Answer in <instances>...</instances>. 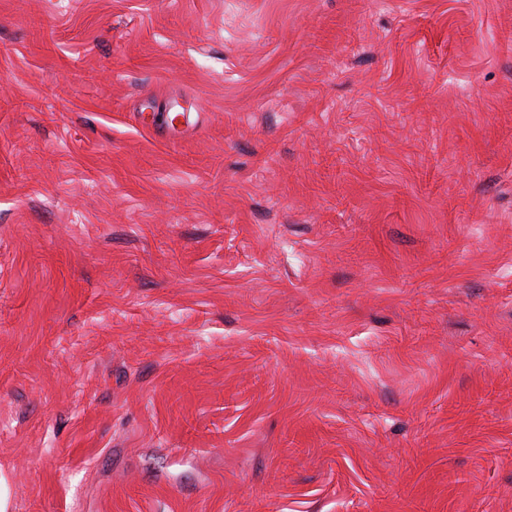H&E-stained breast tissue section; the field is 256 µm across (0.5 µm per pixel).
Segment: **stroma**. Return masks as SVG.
I'll return each mask as SVG.
<instances>
[{
  "label": "stroma",
  "instance_id": "35a3bbf8",
  "mask_svg": "<svg viewBox=\"0 0 512 512\" xmlns=\"http://www.w3.org/2000/svg\"><path fill=\"white\" fill-rule=\"evenodd\" d=\"M5 512H512V0H0Z\"/></svg>",
  "mask_w": 512,
  "mask_h": 512
}]
</instances>
